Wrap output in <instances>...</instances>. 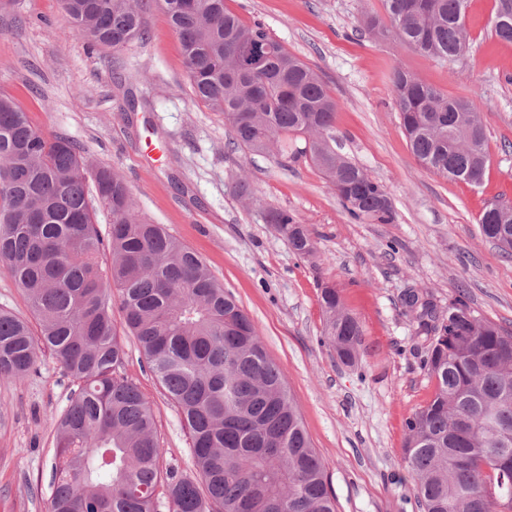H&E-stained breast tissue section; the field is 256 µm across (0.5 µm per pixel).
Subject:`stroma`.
Instances as JSON below:
<instances>
[{"instance_id":"obj_1","label":"stroma","mask_w":512,"mask_h":512,"mask_svg":"<svg viewBox=\"0 0 512 512\" xmlns=\"http://www.w3.org/2000/svg\"><path fill=\"white\" fill-rule=\"evenodd\" d=\"M261 23L316 71L337 103L331 136L386 189L390 224L349 217L335 188L307 159L281 166L229 142L223 113L195 99L177 36L157 10L146 41L89 49L59 0L0 7V93L31 125L75 140L96 165L121 172L139 211L196 250L248 314L281 370L316 452L336 512H422L405 472V422L434 383L424 338L401 304L426 293L438 312L466 302L512 330V259L480 232L491 201L512 203V44L491 32L494 0H469L468 48L448 66L412 48L361 34L379 0H225ZM404 68L480 112L489 162L481 185L424 169L401 127L390 76ZM246 178L253 194L232 191ZM294 214L317 252L295 254L267 220ZM336 288L363 329L355 365L323 341V286ZM123 375L150 405L163 469L188 471V437L174 404L125 337ZM70 379L52 357L38 371L0 379V512H47L55 424Z\"/></svg>"}]
</instances>
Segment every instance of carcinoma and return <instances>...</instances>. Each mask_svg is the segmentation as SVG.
<instances>
[{
	"mask_svg": "<svg viewBox=\"0 0 512 512\" xmlns=\"http://www.w3.org/2000/svg\"><path fill=\"white\" fill-rule=\"evenodd\" d=\"M92 47L145 40V16L167 17L195 98L224 113L234 144L280 161L309 158L336 188L348 214L393 221L383 185L336 153L327 133L337 106L319 76L259 23L244 24L224 0H60ZM468 0H381L364 31L453 63L466 48ZM492 31L512 43V0H495ZM260 71L244 67L255 46ZM401 125L427 170L478 186L488 163L485 128L472 103L397 68L391 77ZM304 141V146L297 145ZM112 216L95 222L87 177ZM268 220L292 251L314 252L295 215ZM482 235L512 253V203L488 204ZM110 262L101 261L102 250ZM0 268L22 291L33 321L0 310V377L36 371L49 352L76 389L55 428L48 512H155L165 486L169 512H336L280 369L233 296L190 247L138 210L122 175L95 167L80 146L33 127L0 94ZM117 297L123 332L112 319ZM402 304L426 336L429 402L406 421L405 468L423 512H512V333L464 304L440 314L428 296L405 291ZM325 342L345 364L362 328L339 292L322 288ZM37 330H32L31 323ZM176 406L187 431L191 469L165 473L151 407L121 369V334Z\"/></svg>",
	"mask_w": 512,
	"mask_h": 512,
	"instance_id": "cac0c4a2",
	"label": "carcinoma"
}]
</instances>
